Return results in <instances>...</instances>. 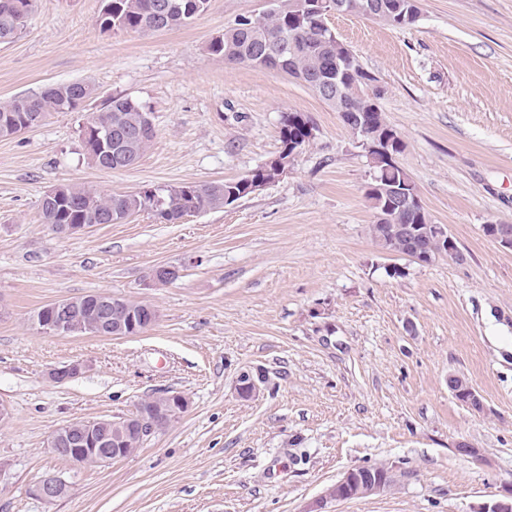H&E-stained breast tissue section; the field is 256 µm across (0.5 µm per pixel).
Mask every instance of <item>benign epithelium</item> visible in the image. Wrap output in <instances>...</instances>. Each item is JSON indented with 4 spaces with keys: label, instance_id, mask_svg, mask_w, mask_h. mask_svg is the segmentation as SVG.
I'll return each instance as SVG.
<instances>
[{
    "label": "benign epithelium",
    "instance_id": "1",
    "mask_svg": "<svg viewBox=\"0 0 512 512\" xmlns=\"http://www.w3.org/2000/svg\"><path fill=\"white\" fill-rule=\"evenodd\" d=\"M371 125L370 115L362 113L357 118L355 129L360 132L361 140L356 145L361 147L369 159L370 165H380L384 159L390 167L399 166L397 156L389 151V143L379 145L368 132ZM390 197L394 202L412 208L419 202V196L412 180L404 178L392 182ZM486 236L492 238L501 247L512 249V226L489 222L483 225ZM434 237L442 250L457 258L454 251L455 242L448 234L446 225L434 227ZM178 270L170 266L158 265L150 270L149 278L156 286H164L175 280ZM157 319L156 310L143 302L126 301L115 298L108 293L95 292L79 301L61 299L48 303L39 310L34 322L40 333L49 336H64L73 325L84 322L92 334L101 336L105 332L114 337H123L142 332ZM82 368L79 362L53 368L49 372L50 379L55 383H65L77 376ZM448 387L453 395L465 398L467 405L475 410L482 407L477 392L461 377L448 378ZM189 407V399L180 392H167L154 399L141 401L135 412L108 426L102 420H81L57 428L50 436L48 446L55 453L63 452L65 457L76 464H84L94 457L98 464H107L114 458L124 456L126 447L132 442H143L152 433L168 427L177 420ZM391 484L389 475L378 474L373 477L364 476L360 469L347 471L340 480L328 488L320 501L316 502L309 512H323L329 501H340L365 497L384 491ZM32 495L52 504L68 493L66 482L56 475H46L30 489Z\"/></svg>",
    "mask_w": 512,
    "mask_h": 512
}]
</instances>
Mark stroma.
<instances>
[{"label": "stroma", "mask_w": 512, "mask_h": 512, "mask_svg": "<svg viewBox=\"0 0 512 512\" xmlns=\"http://www.w3.org/2000/svg\"><path fill=\"white\" fill-rule=\"evenodd\" d=\"M418 3L405 28L350 13L329 24L382 87L399 162L461 262L382 249L368 160L338 112L284 73L209 54L269 0H210L187 27L118 33L98 24L103 0H35L23 32L0 43V101L75 81L96 93L0 138V402L12 412L0 512H306L364 466L386 468L391 486L326 512H475L512 494V250L483 232L512 224V0ZM113 97L145 105L156 137L109 171L81 134ZM285 112L311 119L313 144L232 205L177 224L143 211L72 236L41 222L59 184L136 193L244 177L279 155ZM157 265L179 278L148 286ZM93 292L158 318L119 338L38 332L40 307ZM72 362L79 376L49 379ZM245 373L250 398L237 390ZM452 375L481 409L453 396ZM168 391L188 410L127 457L77 465L48 446L63 424L126 416ZM462 440L481 460L458 452ZM48 474L70 487L52 504L30 493Z\"/></svg>", "instance_id": "35a3bbf8"}]
</instances>
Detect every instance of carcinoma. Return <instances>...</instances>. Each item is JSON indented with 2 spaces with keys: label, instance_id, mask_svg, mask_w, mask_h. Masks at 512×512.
<instances>
[{
  "label": "carcinoma",
  "instance_id": "obj_1",
  "mask_svg": "<svg viewBox=\"0 0 512 512\" xmlns=\"http://www.w3.org/2000/svg\"><path fill=\"white\" fill-rule=\"evenodd\" d=\"M276 9L262 15V23L253 26L244 18L235 26L214 37L208 51L227 63L253 68L288 72L293 79L309 82L318 78L323 86L319 97L331 108L342 112H369L371 101L366 98L362 81L374 77L354 59L347 80L336 81V62L342 59L336 33L326 27L317 0H278ZM350 13L367 16L372 11L377 21L404 28L417 21L411 13L410 0H346ZM34 0H0V42L13 40L23 29L33 9ZM209 0H105L99 17L101 27L114 32L164 31L187 27L203 14ZM86 82L50 85L31 96L0 102V137L17 133L18 126L30 124L36 128L53 112H74L94 94ZM149 110L131 98H110L101 109L91 113L83 132V141L93 147L100 142L92 131H109L107 142L112 157L126 156L124 167L137 163L156 137L149 125ZM373 137L392 140L393 150L400 154L404 144L382 115L373 118ZM315 127L300 112H285L280 121L283 149L279 154L283 167H288V149L301 150L315 139ZM281 171L259 167L251 175L236 181L205 184L184 183L147 189L134 194L102 193L92 187L61 184L60 197L41 200L42 223L58 224H117L129 216L149 211L157 219L175 224L184 216L224 207L230 194L240 200L255 192V180L272 182ZM376 221L370 225L373 238L384 248L400 253L411 252L417 246L439 257L440 246L432 237L433 224L421 206L409 210L391 206L382 193L369 197Z\"/></svg>",
  "mask_w": 512,
  "mask_h": 512
}]
</instances>
